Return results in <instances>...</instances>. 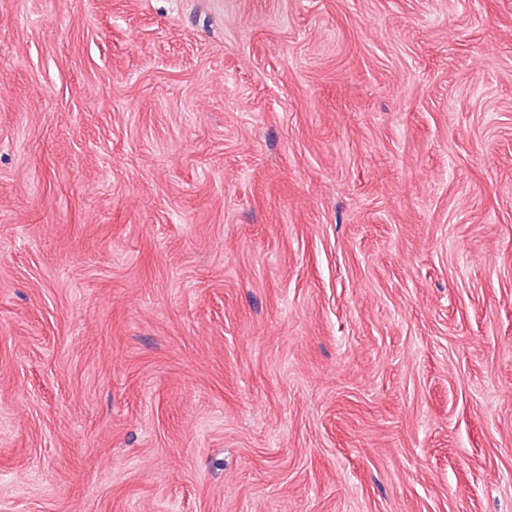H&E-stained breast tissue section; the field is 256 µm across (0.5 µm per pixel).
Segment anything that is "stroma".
<instances>
[{"label": "stroma", "mask_w": 512, "mask_h": 512, "mask_svg": "<svg viewBox=\"0 0 512 512\" xmlns=\"http://www.w3.org/2000/svg\"><path fill=\"white\" fill-rule=\"evenodd\" d=\"M0 512H512V0H0Z\"/></svg>", "instance_id": "35a3bbf8"}]
</instances>
